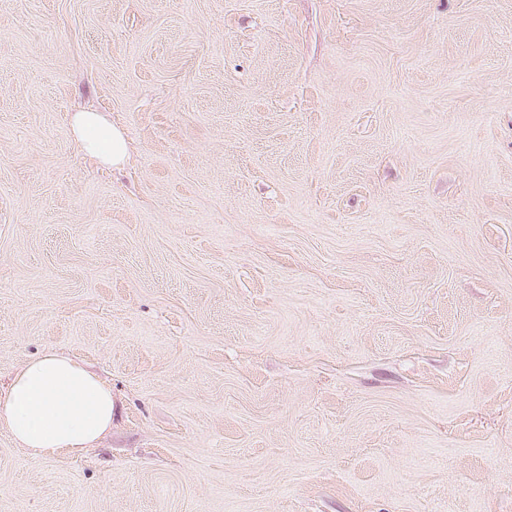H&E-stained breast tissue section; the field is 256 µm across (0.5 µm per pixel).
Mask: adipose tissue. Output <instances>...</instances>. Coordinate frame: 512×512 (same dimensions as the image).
<instances>
[{
	"label": "adipose tissue",
	"instance_id": "1",
	"mask_svg": "<svg viewBox=\"0 0 512 512\" xmlns=\"http://www.w3.org/2000/svg\"><path fill=\"white\" fill-rule=\"evenodd\" d=\"M71 126L86 154L115 167L124 164L127 139L103 114L74 113ZM112 410V392L98 376L50 349L22 366L0 395V427L33 457L74 455L108 433Z\"/></svg>",
	"mask_w": 512,
	"mask_h": 512
}]
</instances>
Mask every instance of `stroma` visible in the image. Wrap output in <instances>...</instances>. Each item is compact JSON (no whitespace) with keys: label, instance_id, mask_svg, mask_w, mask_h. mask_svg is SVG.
<instances>
[{"label":"stroma","instance_id":"35a3bbf8","mask_svg":"<svg viewBox=\"0 0 512 512\" xmlns=\"http://www.w3.org/2000/svg\"><path fill=\"white\" fill-rule=\"evenodd\" d=\"M49 348L112 428L0 427V512H512V0H0V393ZM72 132L83 151L97 160L120 167L128 155V143L121 131L112 127L100 112H75L71 119Z\"/></svg>","mask_w":512,"mask_h":512}]
</instances>
